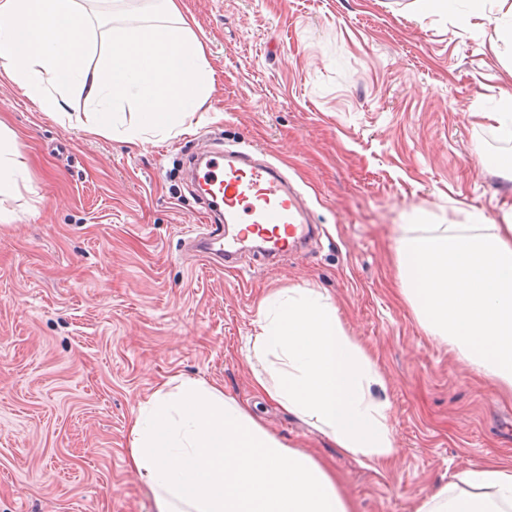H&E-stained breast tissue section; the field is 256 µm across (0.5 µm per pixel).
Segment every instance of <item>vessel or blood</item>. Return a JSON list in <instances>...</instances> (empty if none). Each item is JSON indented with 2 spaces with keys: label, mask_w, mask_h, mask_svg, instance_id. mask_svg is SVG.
I'll return each instance as SVG.
<instances>
[{
  "label": "vessel or blood",
  "mask_w": 512,
  "mask_h": 512,
  "mask_svg": "<svg viewBox=\"0 0 512 512\" xmlns=\"http://www.w3.org/2000/svg\"><path fill=\"white\" fill-rule=\"evenodd\" d=\"M197 186L221 200L224 221L211 225L206 257H224L235 241L257 237L270 252L290 251L313 227L309 212L276 166L249 154L222 149L212 152L197 172Z\"/></svg>",
  "instance_id": "b4317fda"
}]
</instances>
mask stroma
Segmentation results:
<instances>
[{
	"label": "stroma",
	"instance_id": "stroma-1",
	"mask_svg": "<svg viewBox=\"0 0 512 512\" xmlns=\"http://www.w3.org/2000/svg\"><path fill=\"white\" fill-rule=\"evenodd\" d=\"M104 53L110 24L152 0H78ZM214 78L198 115L134 144L43 111L0 78V121L28 179L0 196V512H153L127 465L129 421L170 376L223 387L288 446L335 471L358 512H412L456 473L512 463V394L428 336L401 292L394 227L424 210L501 220L512 138L485 115L512 94V42L422 0H181ZM260 149L323 235L231 266L191 246L206 213L188 161ZM316 288L384 380L395 464L378 472L253 390L261 296Z\"/></svg>",
	"mask_w": 512,
	"mask_h": 512
}]
</instances>
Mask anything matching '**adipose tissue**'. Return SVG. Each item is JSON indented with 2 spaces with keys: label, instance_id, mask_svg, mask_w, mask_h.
<instances>
[{
  "label": "adipose tissue",
  "instance_id": "ef3b65f1",
  "mask_svg": "<svg viewBox=\"0 0 512 512\" xmlns=\"http://www.w3.org/2000/svg\"><path fill=\"white\" fill-rule=\"evenodd\" d=\"M172 25L114 26L93 60L89 18L77 0H0V77L23 86L47 112L60 111L47 86L86 90L90 100H132L138 124L88 112L93 134L165 132L202 112L211 75L202 43L180 25L179 0H161ZM15 134L0 126V196L25 178ZM419 233L399 240L403 292L421 327L448 341L482 375L512 389V211L501 223L477 212L461 224L410 216ZM253 353L264 370L253 388L328 436L345 454L384 469L397 449L382 379L334 307L313 288L270 294L258 303ZM127 462L155 512H356L326 462L269 433L221 387L172 376L130 421ZM462 489H440L414 512H512V464L462 472Z\"/></svg>",
  "mask_w": 512,
  "mask_h": 512
}]
</instances>
